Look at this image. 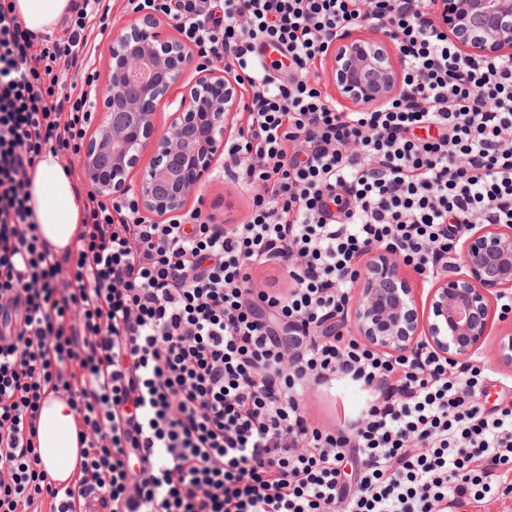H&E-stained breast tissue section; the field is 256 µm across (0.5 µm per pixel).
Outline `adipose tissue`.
<instances>
[{
	"label": "adipose tissue",
	"mask_w": 512,
	"mask_h": 512,
	"mask_svg": "<svg viewBox=\"0 0 512 512\" xmlns=\"http://www.w3.org/2000/svg\"><path fill=\"white\" fill-rule=\"evenodd\" d=\"M15 9L27 28L53 32L70 0H14ZM30 205L39 232L55 251L74 242L83 222L84 205L72 173L58 157L44 154L32 174ZM39 445L44 469L51 476L70 474L77 463L75 412L66 400L48 398L40 416Z\"/></svg>",
	"instance_id": "1"
}]
</instances>
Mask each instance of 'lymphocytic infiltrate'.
Masks as SVG:
<instances>
[{
    "label": "lymphocytic infiltrate",
    "mask_w": 512,
    "mask_h": 512,
    "mask_svg": "<svg viewBox=\"0 0 512 512\" xmlns=\"http://www.w3.org/2000/svg\"><path fill=\"white\" fill-rule=\"evenodd\" d=\"M125 2L169 16L205 64L245 83L224 173L254 188L252 206L241 224H156L91 188L77 244L52 252L32 173L47 152L83 173L91 36L111 8L72 0L56 32L36 34L0 0V512L505 505L512 403L484 408L483 369L423 347L376 352L336 317L372 250L430 276L453 263L462 229L512 224V60L464 58L435 0ZM360 18L396 35L405 93L347 112L315 67L329 34ZM271 262L290 288L256 286ZM339 382L365 392L358 413L313 425L306 394ZM51 396L75 410L84 446L63 487L39 448Z\"/></svg>",
    "instance_id": "f902f5d3"
}]
</instances>
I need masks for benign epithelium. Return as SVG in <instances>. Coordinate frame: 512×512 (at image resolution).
<instances>
[{
    "label": "benign epithelium",
    "instance_id": "1",
    "mask_svg": "<svg viewBox=\"0 0 512 512\" xmlns=\"http://www.w3.org/2000/svg\"><path fill=\"white\" fill-rule=\"evenodd\" d=\"M437 22L464 55L512 58V0H438ZM391 36L362 38L339 29L330 40V76L339 97L354 105L383 104L403 93V62ZM193 51L155 14L112 37L107 79L95 86V127L82 150L86 181L102 196L134 191L137 215L169 217L184 211L224 153L230 117L240 110L239 83L231 71H198L187 82ZM183 85L167 127L156 112L169 91ZM152 153L136 186L127 184L141 154ZM460 262L436 276L427 295V326L413 309L412 289L397 256L379 248L357 281L361 298L353 331L369 347L395 357L424 346L449 360L468 358L490 330L489 295L512 294V225L482 224L463 238Z\"/></svg>",
    "mask_w": 512,
    "mask_h": 512
}]
</instances>
